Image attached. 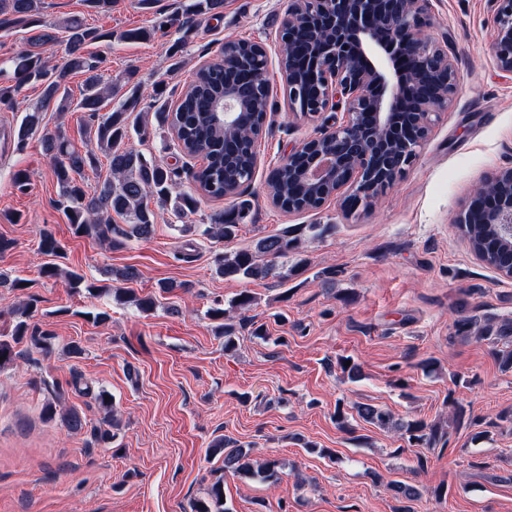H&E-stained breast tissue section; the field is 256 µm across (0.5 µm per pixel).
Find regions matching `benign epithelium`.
<instances>
[{
  "instance_id": "1",
  "label": "benign epithelium",
  "mask_w": 512,
  "mask_h": 512,
  "mask_svg": "<svg viewBox=\"0 0 512 512\" xmlns=\"http://www.w3.org/2000/svg\"><path fill=\"white\" fill-rule=\"evenodd\" d=\"M493 61L512 76V0H492ZM430 0H288L280 30V69L288 110L305 117L323 112L346 120L323 131L335 143L314 153L313 140L295 147L278 167L288 179L319 188L346 211L372 204L391 188L426 141L432 117L448 109L458 72L450 36L428 33ZM254 83L271 99L264 45ZM224 70V100L217 110L224 131L239 126L249 91L236 79L237 47L205 62ZM459 224H494L512 242V168L489 176L474 193Z\"/></svg>"
}]
</instances>
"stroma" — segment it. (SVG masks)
<instances>
[{
  "instance_id": "35a3bbf8",
  "label": "stroma",
  "mask_w": 512,
  "mask_h": 512,
  "mask_svg": "<svg viewBox=\"0 0 512 512\" xmlns=\"http://www.w3.org/2000/svg\"><path fill=\"white\" fill-rule=\"evenodd\" d=\"M182 2L116 0L100 13L84 0H43L53 65L66 57L63 18L115 33L155 28L147 41L86 46L103 80L119 83L106 109L128 94L121 79L130 71L142 98L160 82L176 105L195 70L229 39L265 44L273 107L256 143L254 178L229 199L199 194L193 173L201 159L182 154L173 132L145 115L130 146L177 167L176 192L195 195L198 205L185 218L162 211L150 240L119 248L74 234L42 148V134L58 130L87 148L82 112H45L39 134L0 154V239L12 242L0 253V273L28 282L0 288V333L15 322L9 308L25 303L30 326L48 332L51 347L45 353L22 340L15 362L0 370V512H193L222 465L207 450L224 436L281 465L274 485L225 476L230 512H512V424L502 419L512 413V372L500 370L491 344L462 339L453 327L462 310L512 320V278L479 261L457 223L474 189L512 167V77L493 62L491 0H431L430 31L450 34L459 89L401 179L352 214L333 200L288 214L267 195L270 172L294 147L344 119L288 110L278 65L288 0H224L221 16L197 17L176 69L170 48L179 34L156 25ZM20 169L30 175L23 192L12 184ZM234 206L246 212L234 237L203 235L210 215ZM296 224L332 230L289 256L287 277L218 274V255ZM44 228L62 246L59 265L86 279L135 268L126 288L152 296L154 309L43 277ZM243 291L256 299L246 311L234 307ZM217 305L235 327L230 353L207 315ZM101 311L107 321L97 320ZM259 328L266 339L256 337ZM72 342L81 357L68 354ZM344 358L360 365V380L343 375ZM431 358L439 369L428 375L421 364ZM100 390L111 394L120 422L109 446L69 433L46 413L50 403L97 421ZM358 403L403 422L447 426L458 407L467 419L431 446H416L359 419ZM398 484L414 486L418 497L397 496Z\"/></svg>"
}]
</instances>
